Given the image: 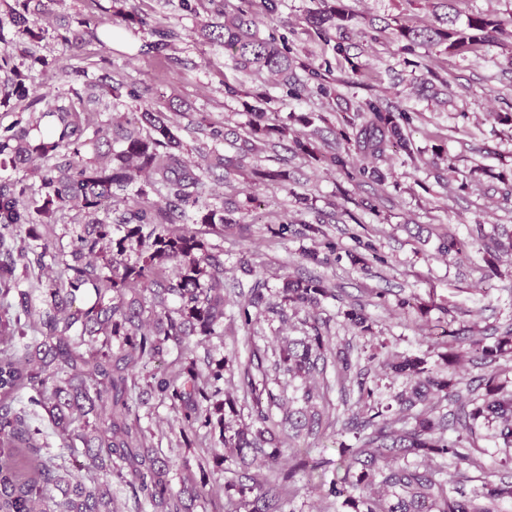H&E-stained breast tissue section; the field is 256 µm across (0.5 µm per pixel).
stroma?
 Instances as JSON below:
<instances>
[{"instance_id":"obj_1","label":"stroma","mask_w":512,"mask_h":512,"mask_svg":"<svg viewBox=\"0 0 512 512\" xmlns=\"http://www.w3.org/2000/svg\"><path fill=\"white\" fill-rule=\"evenodd\" d=\"M345 5L365 19L404 16L419 25L431 22L428 0H344ZM112 0H45L44 14L58 30H80L86 18L101 19L115 36L99 41L90 33L73 47L55 39L43 40L36 55L46 65L32 64L30 58L15 54L14 62L27 71L39 99L34 112L45 111L76 84V70L91 75L112 73L125 84L142 90L140 99H121L115 109L129 113L148 105H176L182 113L177 120L180 136L188 148H212V141L197 132L195 122L207 118L226 128L244 132L250 114L246 108L257 86L239 72L223 49L200 35L212 16L203 11L191 15L179 7V0H125L124 10L148 16L155 25L175 29L179 38L166 55L140 53L150 40L147 32L135 33L113 14ZM312 0H284L274 24L310 57L332 59L337 97L325 103L314 96L298 100L283 97L270 88L275 115L316 113L315 127L323 139L321 152L334 146L333 130L347 106L380 98L398 109L415 113L410 129L415 149L421 153L417 166L401 164L389 155L384 167L390 172L386 184L350 181L325 163L289 152L286 144L263 150L248 160L249 168L223 182L209 181L207 201L216 209L232 211L240 229L224 237H209V244L224 262V336L212 339L208 347L214 358L230 357L232 374L252 348L273 352L281 337H301V317L288 324L258 317L243 328L234 315L255 284L276 291L284 277H322L335 295L322 302L314 314L332 348H346L354 365L372 372L368 380L379 406L390 404L403 383L385 370L392 354L424 356L430 367L440 368L445 345L429 335L431 324L447 319L451 328H472L476 337L493 338L512 325V252L500 253L494 267L485 263V239L492 236L512 240V199L498 174L512 176V125L495 121L498 113H512V61L497 47H484L454 56L434 55L420 76L436 73L453 90L448 100L428 99L415 94L409 82L410 69L402 62L396 43L387 37L363 38L350 50L349 58H337L331 46L309 40L304 16ZM359 64L362 77L348 83L351 64ZM240 86L241 96L224 93L225 84ZM487 168L480 180L470 178L475 166ZM284 170L287 184L255 180L253 170ZM307 204H298V196ZM382 196L378 210L365 203ZM323 219L328 234L339 248L350 250L357 241L371 242L380 261L367 269L349 260L316 266L302 262V240L275 237L272 228L283 219ZM472 239L476 247L469 258L439 253L448 235ZM416 297L418 308L404 312L399 299ZM362 305L372 321L373 333L360 336L343 317L347 305ZM326 415L320 433L306 439L313 458L325 463L326 478H333L342 453L356 447L348 426L353 415H365L356 382L337 380L335 370L327 372ZM141 424L153 436L162 455L173 464V477H180L191 449L180 446L179 426L167 405L153 400L140 410ZM438 479L448 488L472 490L486 480L512 478V446H504L494 428L479 426L468 459L445 458L432 462Z\"/></svg>"}]
</instances>
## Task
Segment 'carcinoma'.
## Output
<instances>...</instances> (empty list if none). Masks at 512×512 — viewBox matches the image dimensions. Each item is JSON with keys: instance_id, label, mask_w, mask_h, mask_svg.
<instances>
[{"instance_id": "1", "label": "carcinoma", "mask_w": 512, "mask_h": 512, "mask_svg": "<svg viewBox=\"0 0 512 512\" xmlns=\"http://www.w3.org/2000/svg\"><path fill=\"white\" fill-rule=\"evenodd\" d=\"M42 0H13L8 23L15 44H35L49 36L39 22ZM223 20L205 25L207 39L229 54L239 71L258 78L270 76L288 98L313 92L319 99H336L330 78L331 63L301 61L288 37L270 27L259 30L260 17L254 0H239ZM115 14L139 28H149L155 40L151 52L162 53L176 34L151 25L136 15ZM310 38L334 42L333 50L349 59L354 39L367 35L361 18L343 0H317L306 16ZM512 20L494 14H469L461 20L450 13L436 15V22L418 26L398 17L380 19L384 32L392 30L401 54H458L512 38ZM12 56L0 55V71L6 76L0 105L11 100L36 98L28 76L11 64ZM81 86L70 88L63 104L33 120L18 115L0 127V168L23 175L0 182V512H118L112 499V480L122 483L133 502V512H191L205 499L207 479L233 460L259 472L243 475L231 485L237 499L224 512H284L296 476L313 473L323 463L294 455L287 470L279 468L283 455L276 428H288L287 437L313 433L320 424L316 401L322 398L313 384L328 366L345 376L350 360L342 351L332 352L318 319L308 323L300 339L285 341L274 351V360L252 352L241 375L253 402L254 423L230 430L229 416L237 414L236 399L224 390V371L229 359L204 357L198 348L224 336V261L212 253L199 231L183 225L186 210L196 211L194 223L224 236L236 220L214 209L205 198L204 177L223 180L242 167V156H226L214 149L196 163L185 156L179 128L166 112L143 108L123 120L91 112L88 104L125 95L140 98L139 91L109 74L91 77L75 71ZM249 106L252 120L243 138L245 154L265 149L272 139L290 134L288 123L269 117L267 94L255 96ZM48 119L40 136L32 135L42 119ZM413 116L392 108L378 98L368 99L340 115L335 129L336 151L323 155L308 137L294 136L296 154L318 158L352 179L368 178L378 184L386 175L364 161L387 156L389 149L401 163L413 164L416 154L409 135ZM199 130L215 143L227 140L221 125L202 118ZM92 156H86V153ZM39 179L37 195H29L28 176ZM144 178L132 196L127 191ZM166 190L165 202L149 200V190ZM122 199L124 208L112 207ZM81 215L74 225L71 249L54 253V226L58 213ZM283 221L275 234L286 239L297 234L311 242L301 250L312 264L341 259L337 244L320 221ZM473 243L448 236L441 253L469 257ZM369 254L346 251L353 265L384 262L371 244ZM61 257L54 277H37L27 289L18 288L21 277L44 270L46 258ZM40 293L41 306H32V294ZM335 297L332 289L316 278H287L273 295L251 289L239 306L242 325L253 324V315L268 313L281 321L288 313L317 308ZM361 333L371 330L364 309L344 313ZM469 347L485 364L494 366L512 357V330L491 345L472 340ZM179 359L149 375L141 370L170 349ZM388 368L405 380L396 396L398 410L413 423L395 427L392 406H368L370 415L360 422L358 446L336 461V477L321 481L323 497L338 500L352 512H500L512 503V480L484 481L468 493L452 491L435 478L430 468L396 466L395 459L414 454L428 460L445 456L464 459L465 444L473 439L476 424L496 425L498 436L512 443V392L492 373L485 394L453 414L451 425L458 435L444 437L446 415H434L431 402L454 396L449 373L432 369L427 360L411 354L395 357ZM300 377L309 384L302 405L288 406L282 421L272 418V408H282L268 386L269 371ZM169 406L179 424L184 445L190 437L207 440L204 453L195 458L196 468L185 467L181 487L174 489L171 464L149 440L141 425L139 409L147 397ZM41 416L62 447L76 448L85 463L72 470L63 456L43 454L44 430L31 423ZM274 474L269 481L262 470Z\"/></svg>"}]
</instances>
